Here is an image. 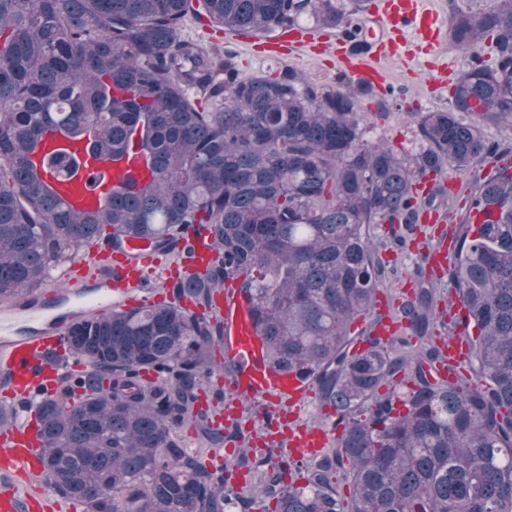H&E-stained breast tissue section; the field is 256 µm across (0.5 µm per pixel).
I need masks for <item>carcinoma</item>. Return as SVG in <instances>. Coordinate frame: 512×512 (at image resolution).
Masks as SVG:
<instances>
[{
  "instance_id": "1",
  "label": "carcinoma",
  "mask_w": 512,
  "mask_h": 512,
  "mask_svg": "<svg viewBox=\"0 0 512 512\" xmlns=\"http://www.w3.org/2000/svg\"><path fill=\"white\" fill-rule=\"evenodd\" d=\"M473 2L451 0L448 35L469 54L452 109L415 113L426 148L408 158L364 138L355 90L290 68L248 75L219 46L181 37L191 20L254 35L304 16L342 28L364 0H0V303L94 239L121 252L144 242L177 265L191 233L214 248L202 272L174 278V301L70 325L85 372L36 408L54 491L82 512H227L260 499L275 512H512V147L480 125L512 118V0ZM53 132L93 161L144 157V185L73 208L53 183L79 161L45 145ZM478 164L488 169L448 284L416 266L396 308L404 325L374 335L389 262L371 226L405 246L423 215L448 209V172ZM228 280L270 365L308 376L334 409L336 447L314 460L250 455L241 421L217 424L199 404L224 339L213 291ZM445 290L465 311L453 325L473 328L465 375L442 373L440 350L423 343ZM75 385L85 395L72 403ZM184 427L204 447L240 443L236 465L259 479L250 496H230L229 469L186 448Z\"/></svg>"
}]
</instances>
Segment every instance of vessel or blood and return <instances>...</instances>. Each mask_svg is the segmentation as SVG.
<instances>
[{"instance_id": "vessel-or-blood-1", "label": "vessel or blood", "mask_w": 512, "mask_h": 512, "mask_svg": "<svg viewBox=\"0 0 512 512\" xmlns=\"http://www.w3.org/2000/svg\"><path fill=\"white\" fill-rule=\"evenodd\" d=\"M374 13L386 32L378 49H357L349 35L322 45L335 56L342 76L370 96L385 88L384 62L409 65L414 59L411 41L434 47L441 34L439 14L425 0H381ZM123 173L135 181L140 178L137 170L110 159L79 167L76 176L59 183L58 189L80 207L95 202L103 188L116 186ZM64 271L83 273L88 288L78 294L57 289L34 294L27 304L0 310V379L15 403L13 425L0 431V512H37L41 506L45 490L36 481L41 474L38 459L43 439L35 407L53 394L62 378L82 368L68 357L70 324L85 315L135 305L142 290L137 264L113 253L111 244L103 240L91 242L86 253L71 258ZM219 310L224 316V357L238 367L229 380L235 398L260 395L291 406L303 403L312 389L310 379L268 368L265 342L235 284L226 283ZM335 437L334 431L321 427L296 428L288 435L290 453H316Z\"/></svg>"}]
</instances>
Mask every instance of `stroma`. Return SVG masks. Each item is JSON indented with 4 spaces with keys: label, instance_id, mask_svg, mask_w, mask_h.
<instances>
[{
    "label": "stroma",
    "instance_id": "obj_1",
    "mask_svg": "<svg viewBox=\"0 0 512 512\" xmlns=\"http://www.w3.org/2000/svg\"><path fill=\"white\" fill-rule=\"evenodd\" d=\"M183 37L216 44L223 48L226 56L232 58L239 69L250 74L273 75L284 67H291L317 83L338 86L336 63L327 55L311 52L288 55L287 51H275V42L270 38H256L249 34H231L225 30L188 23L182 30ZM416 58L411 66L405 67L392 62L388 65L389 84L382 97L371 99L361 97L360 108L371 115L366 125V139L373 142H387L399 151L412 154L422 146V137L417 123L411 116L413 110L447 111L451 108L447 88L427 90L426 83L436 76L439 66L453 63L456 69H463L469 62L468 54L456 48L449 40H442L440 52L426 51L419 44H412ZM386 109V116H379V109ZM448 219L443 223L421 220L402 250L391 247L386 238L385 227L375 229V239L382 248L384 257L393 269L394 280L401 290L412 287V274L423 261L426 251L447 247L449 241L459 240V221L464 203L473 187L471 173L449 174ZM242 405L245 415L242 430L249 438L253 449L264 448L265 422L267 414L283 412V405L274 399H246Z\"/></svg>",
    "mask_w": 512,
    "mask_h": 512
}]
</instances>
